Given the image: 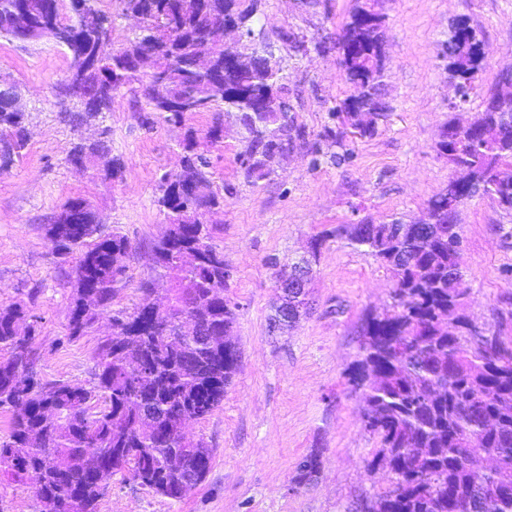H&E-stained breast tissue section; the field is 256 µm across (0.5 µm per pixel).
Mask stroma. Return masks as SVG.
<instances>
[{"instance_id": "obj_1", "label": "stroma", "mask_w": 512, "mask_h": 512, "mask_svg": "<svg viewBox=\"0 0 512 512\" xmlns=\"http://www.w3.org/2000/svg\"><path fill=\"white\" fill-rule=\"evenodd\" d=\"M356 2L261 0L258 17L270 38L288 30L324 41L326 49L289 54L286 96L308 137L272 180L255 186L240 167L235 124L225 122L223 141L213 145L204 138L213 113L169 125L128 92L114 99L103 124L122 175L107 178L96 163L74 167L68 161L74 143L96 137L99 127L75 130L61 119L65 50L0 40V75L20 82L30 131L0 171V307L20 303L32 316L43 379L89 385L100 338L96 331L67 337L75 282L47 234L61 206L85 201L105 231L129 239L126 277L112 300L117 309L134 307L142 283L155 280L151 248L166 231L155 198L161 177L179 172L185 139L194 138L208 158L224 197L206 221L230 270L224 296L238 307L239 368L223 406L187 428L191 439L211 448V470L178 501L113 476L98 512H356L358 503L386 487L383 472L368 469L377 440L364 428L345 370L366 315L389 302L393 274L348 239L324 240L312 259L308 313L273 333L277 268L307 256L325 230L363 220L410 222L426 213L451 175L436 151L441 127L482 110L498 74L512 69V0H383L388 118L375 135L347 134L338 143L322 132L336 126L331 110L349 93L336 39ZM457 19L476 29L485 59L468 100L456 108L443 48ZM458 224L466 311L485 329L512 336V214L476 197L461 207ZM316 449V477L295 485L298 463Z\"/></svg>"}]
</instances>
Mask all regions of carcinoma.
<instances>
[{
	"label": "carcinoma",
	"mask_w": 512,
	"mask_h": 512,
	"mask_svg": "<svg viewBox=\"0 0 512 512\" xmlns=\"http://www.w3.org/2000/svg\"><path fill=\"white\" fill-rule=\"evenodd\" d=\"M61 2L0 0V39L66 50L61 113L74 128L104 120L124 91L170 125L182 124L186 112L222 113L245 131L239 161L254 185L271 179L278 160L307 136L288 113L256 106L259 98L284 92L286 75L282 56L256 49L268 37L254 0H117L120 14L136 17L138 27L112 52L101 49L112 32L102 0H81L66 18ZM367 11L365 3L355 7L336 45L353 88L341 107L358 112L363 135L372 136L386 111L379 97L384 32L382 19L361 16ZM218 16L249 32L240 48L244 61L227 66L223 55H214L205 75L197 58L209 50ZM448 44L459 80L471 87L482 68L476 30L463 20ZM504 100L512 102V82H498L474 116L472 134L436 149L449 168L490 178L472 182L469 196L481 192L508 213L512 186L491 180L512 170V112L500 111ZM109 134L105 126L97 139L77 142L69 161L83 165L109 156ZM27 138L23 89L0 76V169L13 163ZM183 149L181 177L192 183L197 209L186 217L183 186L162 176L156 205L167 232L152 249L154 272L170 284L162 299L154 298L148 281L133 309H111L131 245L118 231L104 232L85 201L66 202L48 225L61 258L79 253L68 338L86 335L112 310V332L98 342L90 387L42 381L34 323L20 304L0 308V351L6 353L0 409L12 411L8 438L0 442V472L30 483L41 512H96L104 478L117 473L179 501L186 486L201 483L211 469V450L185 440L177 426L222 406L239 366L237 306L224 298V251L203 222L221 196L207 157L190 143ZM429 208L437 223L427 228L413 224L402 234L400 222L364 221L351 230H327L313 246L317 252L329 238L345 235L395 276L391 303L366 317L347 372L349 385L362 390L364 427L378 439L368 467L392 478L365 512H456L459 504L468 512H512V336L471 339L462 313L467 289L457 287L465 283L456 268L458 225L448 223L436 199ZM181 314L193 322L187 332L179 327ZM319 466L318 453L307 455L295 483L310 481Z\"/></svg>",
	"instance_id": "carcinoma-1"
}]
</instances>
